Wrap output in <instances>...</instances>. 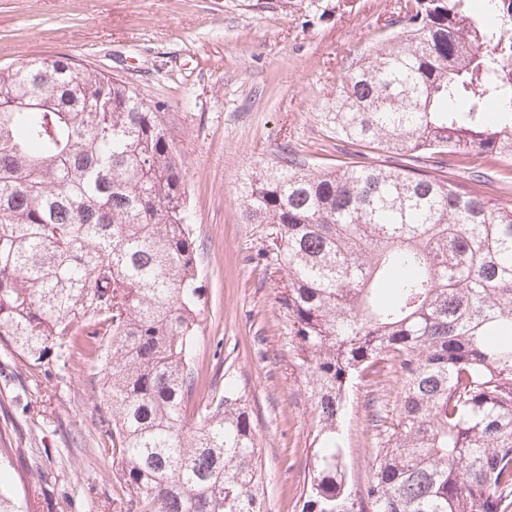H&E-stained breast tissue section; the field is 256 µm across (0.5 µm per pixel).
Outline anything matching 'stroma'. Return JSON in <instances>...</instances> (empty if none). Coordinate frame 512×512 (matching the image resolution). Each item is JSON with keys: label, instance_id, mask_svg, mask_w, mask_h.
I'll return each mask as SVG.
<instances>
[{"label": "stroma", "instance_id": "stroma-1", "mask_svg": "<svg viewBox=\"0 0 512 512\" xmlns=\"http://www.w3.org/2000/svg\"><path fill=\"white\" fill-rule=\"evenodd\" d=\"M403 0H0V64L66 55L161 104L184 160L200 245L201 392L232 376L248 401L267 512H301L314 419L279 305L280 276L253 257L262 225L243 223L239 192L282 148L318 169L385 164L387 153L337 136L325 114L353 59L399 30ZM447 176L512 204V161L453 159ZM98 343L81 337L65 368L32 365L0 336V448L34 512H131V492L99 423ZM385 369L348 395L344 463L365 487L376 431L365 404L396 400Z\"/></svg>", "mask_w": 512, "mask_h": 512}]
</instances>
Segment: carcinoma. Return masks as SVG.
Returning <instances> with one entry per match:
<instances>
[{
  "label": "carcinoma",
  "instance_id": "carcinoma-1",
  "mask_svg": "<svg viewBox=\"0 0 512 512\" xmlns=\"http://www.w3.org/2000/svg\"><path fill=\"white\" fill-rule=\"evenodd\" d=\"M354 62L336 135L437 166L512 161V0H405ZM255 256L284 279L315 419L302 512L512 506V207L413 166L315 170L283 149L241 188ZM204 288L161 106L68 57L0 67V336L35 365L101 337L100 423L138 512H265L256 430L232 379L188 406ZM397 368L372 474L351 494L340 427L355 380ZM0 512H30L0 480Z\"/></svg>",
  "mask_w": 512,
  "mask_h": 512
}]
</instances>
